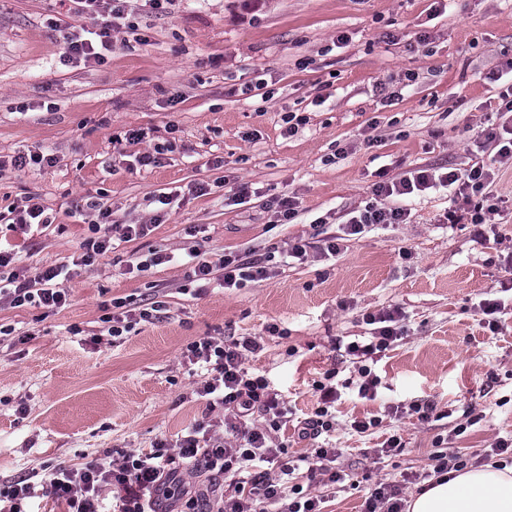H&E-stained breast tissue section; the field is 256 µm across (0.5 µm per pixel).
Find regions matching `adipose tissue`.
<instances>
[{
  "label": "adipose tissue",
  "instance_id": "ef3b65f1",
  "mask_svg": "<svg viewBox=\"0 0 512 512\" xmlns=\"http://www.w3.org/2000/svg\"><path fill=\"white\" fill-rule=\"evenodd\" d=\"M408 512H512V466L449 471L428 480Z\"/></svg>",
  "mask_w": 512,
  "mask_h": 512
}]
</instances>
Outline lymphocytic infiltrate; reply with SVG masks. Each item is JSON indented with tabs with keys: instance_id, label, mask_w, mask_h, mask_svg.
<instances>
[{
	"instance_id": "obj_1",
	"label": "lymphocytic infiltrate",
	"mask_w": 512,
	"mask_h": 512,
	"mask_svg": "<svg viewBox=\"0 0 512 512\" xmlns=\"http://www.w3.org/2000/svg\"><path fill=\"white\" fill-rule=\"evenodd\" d=\"M126 0H71L68 16L97 20V29L79 28L63 35L64 62L69 64L102 63L112 51L111 31L124 19ZM491 178L490 167L478 164L469 169L449 171L432 178L427 171L412 176L376 183L374 200L342 228L345 235L363 233L377 224H400L406 209L388 205L391 197L413 194L428 188L432 181L454 187L471 215L479 224L485 215L498 209L497 198L483 188ZM101 222L85 240L84 252L75 265H48L35 272H10L0 285V298L21 307L32 305L61 308L70 296L69 282L76 270L103 258L112 247L113 236L132 241L147 236L148 225L112 224L111 212L100 208ZM342 234V235H343ZM194 275L199 280L218 276L221 287L238 288L247 281L268 277L265 259L228 254L218 262L191 252ZM369 335L349 341L345 353L360 364L362 381L358 393L373 398L378 379L369 363L386 351L404 330L398 312L367 314ZM257 337L231 341L206 337L190 343L185 356L190 363L201 364L204 375L196 389L206 400L207 414L175 443L159 442L152 453L120 454L112 462H87L78 469L58 467L47 478L35 482L24 477L0 490V499L9 501L8 512H25V500L37 491L51 495L66 507V512H172L176 501H183L182 512H323V496L310 495L294 488L285 494L273 471L290 475L295 470L287 456L286 445L278 433L288 423L289 409L278 390L267 378L249 371V355L260 352ZM261 414L263 424H255L253 414ZM206 478V485L192 487V477ZM116 489L114 509H106L105 492Z\"/></svg>"
}]
</instances>
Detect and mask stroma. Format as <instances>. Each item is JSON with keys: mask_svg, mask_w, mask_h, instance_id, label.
<instances>
[{"mask_svg": "<svg viewBox=\"0 0 512 512\" xmlns=\"http://www.w3.org/2000/svg\"><path fill=\"white\" fill-rule=\"evenodd\" d=\"M68 7L0 0V232L16 246L12 267L79 258L99 220L92 197L113 223L151 231L80 267L62 309L0 303L12 330L0 347V488L175 441L205 415L203 372L183 352L207 336L264 337L249 363L288 403L280 435L292 456L315 447L295 424L335 372L332 440L349 479L326 512H362L379 481L420 491L412 474L449 448L469 467L489 464L512 438V291L500 288L512 262V160L485 187L499 199L485 223H447L462 201L437 186L399 199L406 223L346 237L335 257L302 263L288 246L338 234L380 178L462 171L495 154L479 144L482 131L512 125L498 100L512 82V0H176L164 13L128 0L106 62L86 67L60 61L52 23ZM291 114L303 120L292 136ZM134 132L141 141L129 142ZM145 152L157 163L139 165ZM20 153L55 163L17 170ZM196 183L206 195L189 196ZM170 192L177 201L158 204ZM30 197L55 221L24 239L7 217ZM274 197L296 201L293 220L267 209ZM194 249L212 262L253 251L273 273L201 288L188 278ZM154 252L169 262L129 272L131 256ZM155 296L160 317L109 335L114 299L136 309ZM486 299L508 307L499 333L485 324ZM393 309L405 334L372 366L375 398L360 397L358 367L337 345L364 335L365 314ZM421 400L437 406L428 421L387 412ZM363 416L382 423L354 433L350 420ZM393 434L401 448L379 455Z\"/></svg>", "mask_w": 512, "mask_h": 512, "instance_id": "1", "label": "stroma"}]
</instances>
